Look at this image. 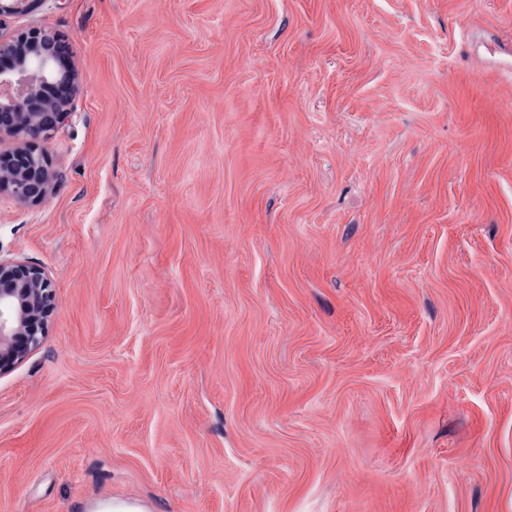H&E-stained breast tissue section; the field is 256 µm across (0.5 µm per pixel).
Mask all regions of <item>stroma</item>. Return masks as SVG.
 Wrapping results in <instances>:
<instances>
[{
  "label": "stroma",
  "instance_id": "35a3bbf8",
  "mask_svg": "<svg viewBox=\"0 0 512 512\" xmlns=\"http://www.w3.org/2000/svg\"><path fill=\"white\" fill-rule=\"evenodd\" d=\"M80 88L0 256V512H512V0H39ZM55 309L52 281L40 266L0 257V374L42 344ZM83 510L86 511L81 512H146L138 502L122 499L98 500Z\"/></svg>",
  "mask_w": 512,
  "mask_h": 512
}]
</instances>
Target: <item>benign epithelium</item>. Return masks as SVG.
Instances as JSON below:
<instances>
[{
  "label": "benign epithelium",
  "mask_w": 512,
  "mask_h": 512,
  "mask_svg": "<svg viewBox=\"0 0 512 512\" xmlns=\"http://www.w3.org/2000/svg\"><path fill=\"white\" fill-rule=\"evenodd\" d=\"M32 0H0V22L24 15ZM31 26L8 37L0 32V137L19 141L0 153V194L22 204L40 203L57 173L44 142L70 116V93L78 73L58 65L56 40ZM56 309L52 281L38 265L0 257V374L12 370L43 342Z\"/></svg>",
  "instance_id": "7a95c632"
}]
</instances>
